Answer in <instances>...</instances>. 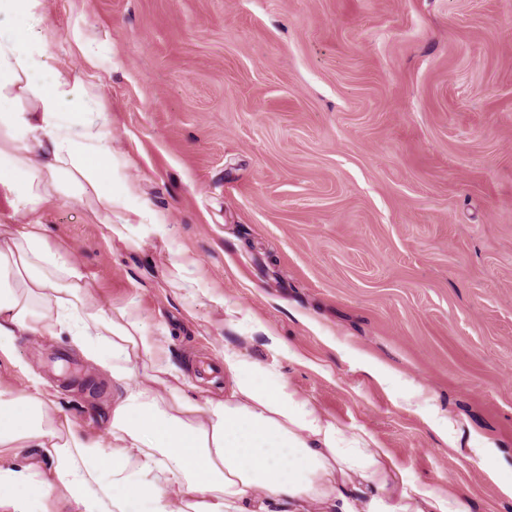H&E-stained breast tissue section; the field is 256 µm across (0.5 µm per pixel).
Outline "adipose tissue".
Instances as JSON below:
<instances>
[{
	"instance_id": "ef3b65f1",
	"label": "adipose tissue",
	"mask_w": 512,
	"mask_h": 512,
	"mask_svg": "<svg viewBox=\"0 0 512 512\" xmlns=\"http://www.w3.org/2000/svg\"><path fill=\"white\" fill-rule=\"evenodd\" d=\"M48 32L46 0H0V192L11 207L0 224V355L13 358L15 337L64 333L123 391L100 438L59 416L39 380L23 398L0 387V447L42 457L0 458V512H268L271 501L286 512H464L237 350L222 357L230 392L197 403L134 306L96 303L70 247L48 246L33 216L67 190L122 234L107 178L112 120L90 110L79 74L50 64ZM65 112L80 114L78 129L60 122Z\"/></svg>"
}]
</instances>
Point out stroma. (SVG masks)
I'll use <instances>...</instances> for the list:
<instances>
[{"label":"stroma","mask_w":512,"mask_h":512,"mask_svg":"<svg viewBox=\"0 0 512 512\" xmlns=\"http://www.w3.org/2000/svg\"><path fill=\"white\" fill-rule=\"evenodd\" d=\"M50 53L112 115L110 234L38 213L100 304H135L197 401L224 347L368 433L407 481L512 512V0H47ZM186 285L169 283L172 259ZM239 312L238 322L226 309ZM0 355L104 435L69 337Z\"/></svg>","instance_id":"stroma-1"}]
</instances>
